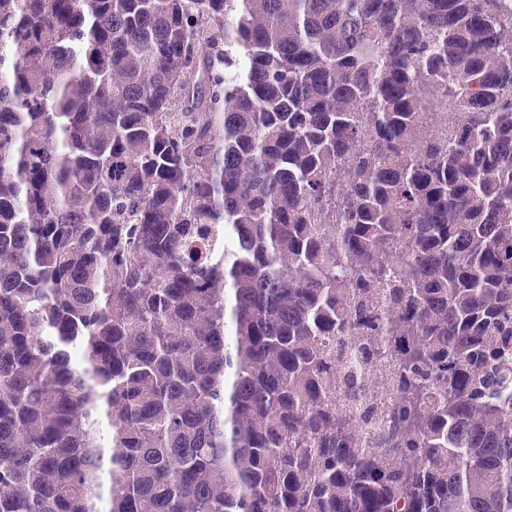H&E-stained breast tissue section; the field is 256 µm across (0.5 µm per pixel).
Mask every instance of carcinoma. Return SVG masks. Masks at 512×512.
<instances>
[{"mask_svg": "<svg viewBox=\"0 0 512 512\" xmlns=\"http://www.w3.org/2000/svg\"><path fill=\"white\" fill-rule=\"evenodd\" d=\"M0 512H512V0H0Z\"/></svg>", "mask_w": 512, "mask_h": 512, "instance_id": "obj_1", "label": "carcinoma"}]
</instances>
